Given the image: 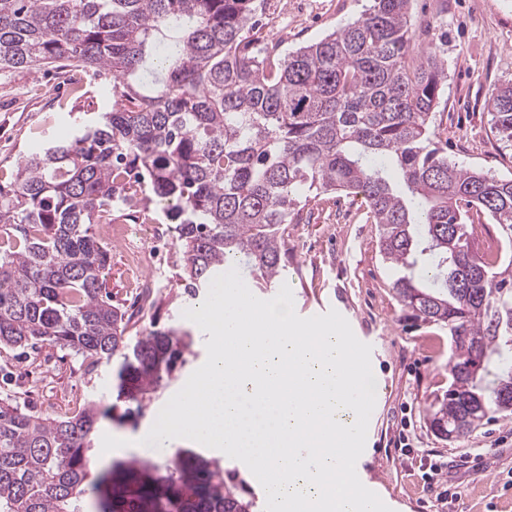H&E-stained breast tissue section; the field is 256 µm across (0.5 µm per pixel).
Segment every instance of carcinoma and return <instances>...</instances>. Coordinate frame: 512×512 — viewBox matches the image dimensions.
<instances>
[{
    "label": "carcinoma",
    "mask_w": 512,
    "mask_h": 512,
    "mask_svg": "<svg viewBox=\"0 0 512 512\" xmlns=\"http://www.w3.org/2000/svg\"><path fill=\"white\" fill-rule=\"evenodd\" d=\"M411 0L370 12L280 60L250 34L255 0H0V69L77 65L112 72V111L25 158L0 185V345L48 343L90 365L122 352L115 403L66 419L0 400V512H253L243 487L193 448L164 464L116 460L94 473L96 425L139 414L192 342L157 329L129 345L112 305V206L142 180L168 206L194 298L246 258L256 287L283 285L286 225L307 192L361 196L398 300L448 327V393L428 419L445 433L465 403L508 417L512 384V177L448 162L435 108L444 71L414 65ZM512 141V83L490 99ZM500 228L511 258L471 246L470 212Z\"/></svg>",
    "instance_id": "obj_1"
}]
</instances>
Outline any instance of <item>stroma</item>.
I'll use <instances>...</instances> for the list:
<instances>
[{"label": "stroma", "mask_w": 512, "mask_h": 512, "mask_svg": "<svg viewBox=\"0 0 512 512\" xmlns=\"http://www.w3.org/2000/svg\"><path fill=\"white\" fill-rule=\"evenodd\" d=\"M372 0H288L298 17L280 28L270 10L257 12L255 32L287 55L360 18ZM416 53L435 52L445 72L436 127L448 143V160L495 176H512V142L493 128L489 98L512 82V0H412L408 24ZM111 73L79 68L0 69V182L9 183L21 160L48 140L71 136L80 124L112 107ZM116 224L138 226L143 246L158 254L149 278V299L137 298L124 253L111 247L107 284L113 305L132 313L125 333L135 343L153 329L191 330L193 344L144 403L139 416L120 424L102 420L100 434L126 442L119 457H172L165 448L139 444L166 402L206 360L209 333L194 327L184 310L200 308L181 287L183 259L174 237L156 240L168 220L156 202L113 211ZM294 308L314 316L331 305L356 337L371 346L376 403L365 449L356 468L362 484L392 512H512V416L484 421L454 442L436 437L429 411L448 389L450 337L444 325L410 318L391 288L392 276L379 252L377 225L365 223L354 196L329 194L310 200L286 238ZM116 363L87 372L82 359L52 345L37 350L0 346V399L24 403L50 418L75 414L89 403L106 407ZM441 461L442 472L431 470Z\"/></svg>", "instance_id": "1"}]
</instances>
